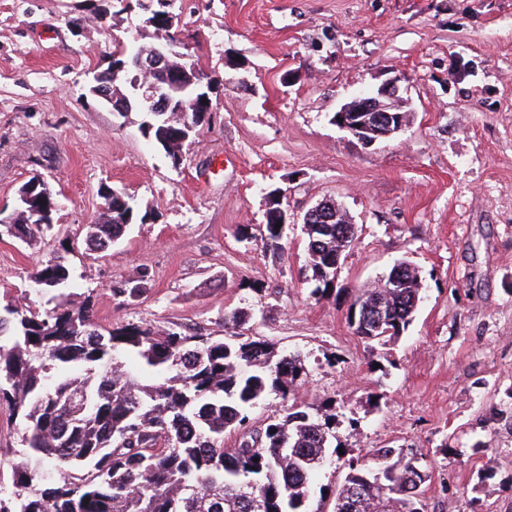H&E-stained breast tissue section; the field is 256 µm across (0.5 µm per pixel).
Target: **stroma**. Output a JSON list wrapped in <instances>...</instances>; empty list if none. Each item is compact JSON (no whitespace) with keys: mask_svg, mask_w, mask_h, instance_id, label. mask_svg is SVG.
Masks as SVG:
<instances>
[{"mask_svg":"<svg viewBox=\"0 0 512 512\" xmlns=\"http://www.w3.org/2000/svg\"><path fill=\"white\" fill-rule=\"evenodd\" d=\"M171 31L211 76L213 111L178 157L89 92L122 45L151 47L125 0H0V211L41 175L53 230L0 237V299L43 307L31 275L58 257L76 300L110 328L182 326L214 336L224 315L307 375L269 395L245 431L284 402L334 413L342 458L315 481L332 512L344 460L407 446L432 472L426 512H512V0H175ZM396 81L406 126L366 145L333 121ZM296 218L281 251L264 244L268 193ZM137 216L104 252L85 225L111 191ZM331 199L357 227L331 289L311 296L298 220ZM420 278L409 327L367 349L348 322L355 297L398 260ZM140 286L137 296L126 288ZM22 430L0 405V478Z\"/></svg>","mask_w":512,"mask_h":512,"instance_id":"obj_1","label":"stroma"}]
</instances>
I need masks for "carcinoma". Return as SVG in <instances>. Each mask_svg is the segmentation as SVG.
<instances>
[{
  "mask_svg": "<svg viewBox=\"0 0 512 512\" xmlns=\"http://www.w3.org/2000/svg\"><path fill=\"white\" fill-rule=\"evenodd\" d=\"M144 47L132 42L109 68L128 64ZM192 127L210 109L198 87L184 92ZM150 138L167 154L182 148L187 127L172 112L145 117ZM111 206L101 224L86 225V241L103 252L134 218L132 199ZM57 200L32 190L11 236L26 241L52 230ZM307 251L319 253L311 294L324 296L336 278V236L356 239L353 224H306ZM283 230L265 222L266 247L282 249ZM31 282L50 295L42 312L0 305V402L19 418L25 458L0 483V512H311L317 472L331 450L334 415L290 405L238 447L224 434L249 420L250 410L275 394L288 398L305 374L298 355H278L261 338L236 328L246 313L224 316L226 335L186 333L95 322L90 298L79 304L72 269L59 258ZM420 302L418 276L395 263L383 288L351 304L355 334L371 348L403 333ZM432 474L418 451L375 448L347 464L333 512H425L423 485Z\"/></svg>",
  "mask_w": 512,
  "mask_h": 512,
  "instance_id": "obj_1",
  "label": "carcinoma"
}]
</instances>
